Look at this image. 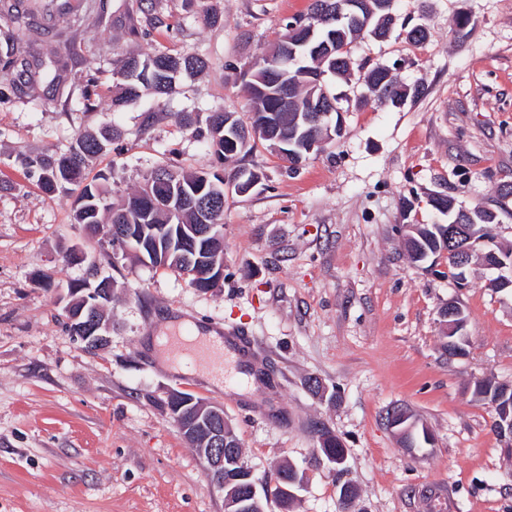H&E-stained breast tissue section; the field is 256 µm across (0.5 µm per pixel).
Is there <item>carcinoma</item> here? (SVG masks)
I'll return each mask as SVG.
<instances>
[{
    "label": "carcinoma",
    "mask_w": 512,
    "mask_h": 512,
    "mask_svg": "<svg viewBox=\"0 0 512 512\" xmlns=\"http://www.w3.org/2000/svg\"><path fill=\"white\" fill-rule=\"evenodd\" d=\"M32 0H0V23L6 29L10 42V53L0 59V72L15 74L19 80L11 82L17 94H25L29 84L22 80L29 70L31 49L37 39L47 35L56 18L67 16L72 25L80 26L82 12L93 7L87 0H44L38 7L30 5ZM367 6L359 13V20L336 19V0H312L310 13L294 23H289L279 35L282 43L288 44L286 66L275 65L278 54L273 50L255 59L248 79L243 82V93L250 115L249 123L233 118L232 123L248 132V137L239 136L233 142L225 135L226 112H210L200 117L198 112H183L181 120L186 125L205 124L200 130L212 154L220 161L228 156L247 154L257 143L270 146L276 141L285 143L293 150L295 145L308 138H323L328 121L319 126L306 127L296 120L297 113L310 109V102H322L324 109L336 101L324 83L329 73L346 81L357 78L378 101L400 107L410 99L424 94V88L405 84L397 73L384 65L371 68L357 62L354 47L364 36L374 39L387 37L394 25L395 16L390 0H365ZM207 67L204 58L193 54L158 52L154 55H130L126 58L119 78L113 83L112 111L133 104L143 89H151L160 95L173 92L176 76L194 74ZM84 83L80 112H97L102 109V100L97 97V68L90 62L82 76ZM121 137V132L112 125L101 127L94 133H81L67 150H50L31 156L20 154L17 163L37 179L47 194L64 191L70 186L80 188L74 200L73 221L89 234L99 232L101 226L126 224L131 235L136 237L133 245L142 250L143 256L153 266L167 267L181 272L189 282L201 289L209 287L208 279L200 277V271L175 257L165 258L157 251L156 237L163 233L168 238L178 239L180 232L195 224L217 225L222 232L224 226V202L213 200L214 190L204 182L208 170L191 174L159 167L154 170L143 186L121 205L109 202L107 192L96 180H87L86 170L93 161L107 151L112 142ZM476 222L484 225V235L493 239L498 224L493 209L486 206L473 207ZM190 247L197 255L210 257L224 252L223 237L209 236L196 239L189 237ZM462 241L448 235L446 224H419L412 239L407 241V250L413 262L429 259L448 248L452 251ZM473 393L491 408L492 430L500 429L512 420V390L491 381L475 383ZM320 451L326 457L346 459V451L336 437L321 432Z\"/></svg>",
    "instance_id": "cac0c4a2"
}]
</instances>
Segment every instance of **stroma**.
<instances>
[{
	"instance_id": "stroma-1",
	"label": "stroma",
	"mask_w": 512,
	"mask_h": 512,
	"mask_svg": "<svg viewBox=\"0 0 512 512\" xmlns=\"http://www.w3.org/2000/svg\"><path fill=\"white\" fill-rule=\"evenodd\" d=\"M311 0H109L88 11L87 51L68 62L61 89L37 77L29 96L0 76V512H224V494L160 407L179 389L223 407L261 486L283 464L305 477L293 512H337L343 483L351 512H512V453L493 432L475 381L512 385V293L489 288L474 260L457 290L446 257L413 263L399 224H441L429 199L495 209L512 245V0H397L405 27L358 42L367 65H396L422 97L404 106L364 103L363 85L330 80L343 131L293 168L264 144L223 165L258 173L244 195L224 192V280L203 292L178 271L113 256L72 222L75 191L45 194L17 164L20 153L63 151L105 123L120 140L91 166L118 202L169 164L208 165L200 136L180 113L221 109L247 119L241 75ZM218 12L219 23L206 21ZM475 26L453 34L458 17ZM204 57L169 96L144 95L110 112H77L90 55L102 61L97 91L112 94L125 53ZM80 248L114 281L108 344L89 350L71 335L64 306L83 266ZM457 301L467 354L442 349L439 310ZM192 322L248 332L253 389H216L157 363L156 338ZM316 379L323 392L310 391ZM406 411L431 445L405 447L387 422ZM347 450L336 475L321 461L318 432Z\"/></svg>"
}]
</instances>
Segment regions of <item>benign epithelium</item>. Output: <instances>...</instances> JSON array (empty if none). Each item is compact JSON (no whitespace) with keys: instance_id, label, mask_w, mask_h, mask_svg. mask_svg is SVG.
<instances>
[{"instance_id":"7a95c632","label":"benign epithelium","mask_w":512,"mask_h":512,"mask_svg":"<svg viewBox=\"0 0 512 512\" xmlns=\"http://www.w3.org/2000/svg\"><path fill=\"white\" fill-rule=\"evenodd\" d=\"M81 296L88 311H75L68 304L66 314L75 329L83 333L80 340L90 349H96L108 342L110 324L105 322L103 310L111 301L110 288H85ZM448 334L465 335L466 319L462 307L455 301L446 303L440 312ZM166 410L186 412L189 418L179 427L197 454L206 462V471L212 481L225 492L232 512H265V499L271 496L267 488H258L253 481L243 489L233 480L224 477L226 465L241 463L242 449L224 447V409L208 404L180 390L171 389L165 399Z\"/></svg>"}]
</instances>
